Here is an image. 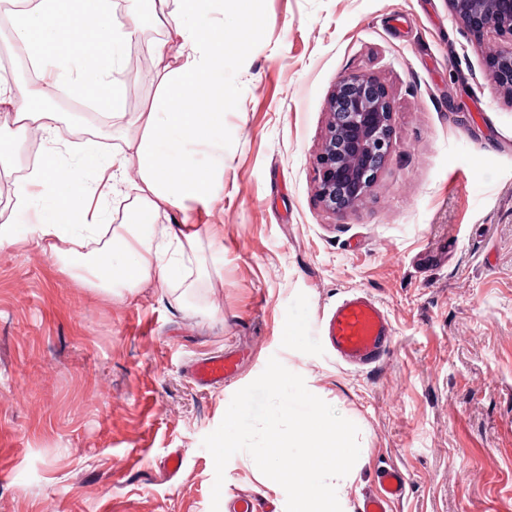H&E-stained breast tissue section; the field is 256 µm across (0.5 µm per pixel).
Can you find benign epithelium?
<instances>
[{"label": "benign epithelium", "instance_id": "7a95c632", "mask_svg": "<svg viewBox=\"0 0 512 512\" xmlns=\"http://www.w3.org/2000/svg\"><path fill=\"white\" fill-rule=\"evenodd\" d=\"M453 19L476 41L497 37L490 79L512 104V0H447ZM328 123L315 158V195L332 214L355 210L385 167L395 106L386 86L372 74L349 73L327 101Z\"/></svg>", "mask_w": 512, "mask_h": 512}]
</instances>
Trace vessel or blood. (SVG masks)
<instances>
[{
    "label": "vessel or blood",
    "instance_id": "vessel-or-blood-1",
    "mask_svg": "<svg viewBox=\"0 0 512 512\" xmlns=\"http://www.w3.org/2000/svg\"><path fill=\"white\" fill-rule=\"evenodd\" d=\"M325 340L337 359L347 365L369 366L378 362L394 340L393 326L384 308L366 295L344 298L322 320ZM238 371L237 359L217 352L196 358L188 364L190 379L198 387L221 386ZM379 490L362 498L360 512H391V505L403 496L404 474L385 467L377 474Z\"/></svg>",
    "mask_w": 512,
    "mask_h": 512
}]
</instances>
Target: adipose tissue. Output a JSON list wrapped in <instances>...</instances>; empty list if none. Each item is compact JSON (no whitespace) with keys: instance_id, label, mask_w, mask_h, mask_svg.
I'll use <instances>...</instances> for the list:
<instances>
[{"instance_id":"1","label":"adipose tissue","mask_w":512,"mask_h":512,"mask_svg":"<svg viewBox=\"0 0 512 512\" xmlns=\"http://www.w3.org/2000/svg\"><path fill=\"white\" fill-rule=\"evenodd\" d=\"M59 0H33L18 11L15 43L27 51L39 71L75 65L74 81L87 91L107 92L103 104L113 123L137 131L132 155L93 151L70 157L46 154L30 176L16 183L20 209L39 214L38 222L18 227L0 224V248L23 241L48 246L61 272L107 294L135 291L149 281L172 286L183 282L187 268L206 274L195 225L169 224L170 212H185L188 203L206 202L224 186V42L231 34L223 23L209 22L213 0H145L152 19L174 27L183 62L161 73L164 90L148 112L118 111L125 66L123 48L136 38L140 21L117 14L112 0H80L76 16L66 22L68 35L56 39L52 29ZM54 84L12 85L0 75V130L17 128L51 136L58 113L39 109ZM91 171L88 181L75 179L77 169ZM133 193L121 223H112L104 206L118 186Z\"/></svg>"}]
</instances>
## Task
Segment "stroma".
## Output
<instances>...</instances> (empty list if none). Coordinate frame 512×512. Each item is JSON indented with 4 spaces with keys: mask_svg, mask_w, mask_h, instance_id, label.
Segmentation results:
<instances>
[{
    "mask_svg": "<svg viewBox=\"0 0 512 512\" xmlns=\"http://www.w3.org/2000/svg\"><path fill=\"white\" fill-rule=\"evenodd\" d=\"M225 23L224 191L191 207L213 237L208 278L179 300L152 281L107 297L30 242L0 250V512H210L203 438L270 357L359 428V512L376 473L408 479L392 512H512V105L445 0H217ZM167 42L135 111L178 68L173 30L144 18L136 43ZM377 76L396 116L390 157L353 212H326L314 161L342 75ZM363 292L394 328L379 363L353 368L320 322ZM240 358L205 390L189 359ZM179 454L170 471L165 461ZM240 452L219 512L261 493Z\"/></svg>",
    "mask_w": 512,
    "mask_h": 512,
    "instance_id": "35a3bbf8",
    "label": "stroma"
}]
</instances>
